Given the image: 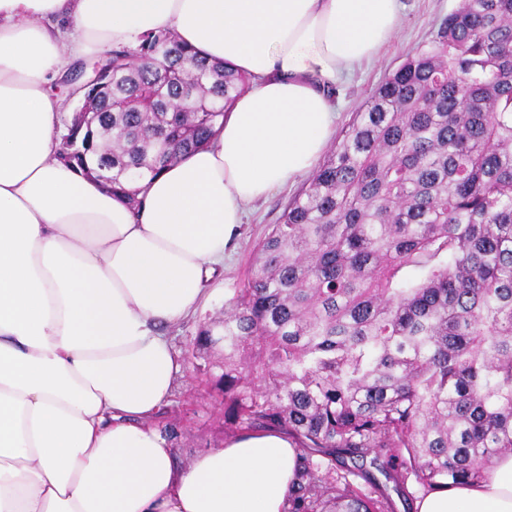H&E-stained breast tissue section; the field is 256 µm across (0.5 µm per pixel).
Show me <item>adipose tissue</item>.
<instances>
[{
  "mask_svg": "<svg viewBox=\"0 0 512 512\" xmlns=\"http://www.w3.org/2000/svg\"><path fill=\"white\" fill-rule=\"evenodd\" d=\"M397 24L398 0H0V512H286L299 450L283 433L176 463L153 425L183 368L166 330L204 300L247 207L315 166L331 88ZM155 28L251 83L135 213L57 161L49 86ZM414 509L512 512V454Z\"/></svg>",
  "mask_w": 512,
  "mask_h": 512,
  "instance_id": "1",
  "label": "adipose tissue"
}]
</instances>
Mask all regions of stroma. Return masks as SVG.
Wrapping results in <instances>:
<instances>
[{
  "mask_svg": "<svg viewBox=\"0 0 512 512\" xmlns=\"http://www.w3.org/2000/svg\"><path fill=\"white\" fill-rule=\"evenodd\" d=\"M459 0H399L400 20L390 43L369 64L361 66L342 85L334 97L338 112L337 128H345L354 112L360 110L369 94L394 71L408 51L430 43ZM302 188L301 182L284 185L247 212L236 246L224 260V274L208 289L196 313L170 330L175 350L184 360L168 403L155 419L157 428L176 426L179 436L172 446L178 464L186 465L220 447L237 431L224 421V399L213 389L215 373L210 360L193 355L190 341L201 322L221 314L232 288L247 277L253 267V249L269 225L278 223L285 205Z\"/></svg>",
  "mask_w": 512,
  "mask_h": 512,
  "instance_id": "35a3bbf8",
  "label": "stroma"
}]
</instances>
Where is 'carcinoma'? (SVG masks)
<instances>
[{
	"label": "carcinoma",
	"instance_id": "cac0c4a2",
	"mask_svg": "<svg viewBox=\"0 0 512 512\" xmlns=\"http://www.w3.org/2000/svg\"><path fill=\"white\" fill-rule=\"evenodd\" d=\"M57 158L112 193L206 143L246 77L169 30L114 47ZM254 274L192 342L223 349L224 417L300 450L288 512H393L512 453V0H459L353 115L254 247Z\"/></svg>",
	"mask_w": 512,
	"mask_h": 512
}]
</instances>
